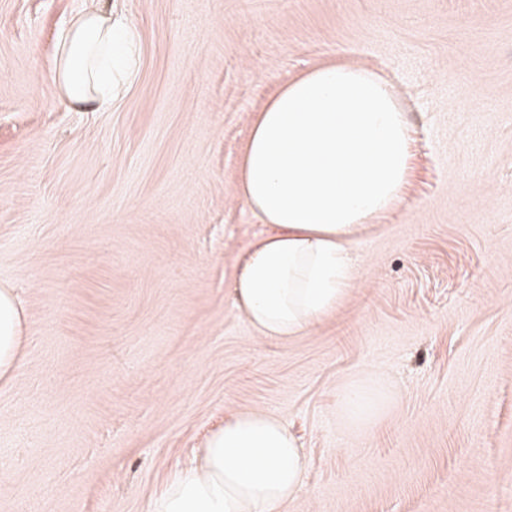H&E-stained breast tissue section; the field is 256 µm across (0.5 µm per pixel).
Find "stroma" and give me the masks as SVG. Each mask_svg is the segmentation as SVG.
<instances>
[{
    "instance_id": "obj_1",
    "label": "stroma",
    "mask_w": 512,
    "mask_h": 512,
    "mask_svg": "<svg viewBox=\"0 0 512 512\" xmlns=\"http://www.w3.org/2000/svg\"><path fill=\"white\" fill-rule=\"evenodd\" d=\"M97 8L141 39L108 112L49 78ZM332 61L398 92L409 184L336 313L261 338L233 299L269 231L238 158L255 112ZM0 286L26 315L0 512H146L252 409L305 455L280 512H512V0H0ZM348 383L381 403L350 428Z\"/></svg>"
}]
</instances>
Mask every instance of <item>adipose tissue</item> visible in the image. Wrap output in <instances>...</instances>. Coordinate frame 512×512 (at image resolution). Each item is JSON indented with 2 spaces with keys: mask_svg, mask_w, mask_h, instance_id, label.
I'll use <instances>...</instances> for the list:
<instances>
[{
  "mask_svg": "<svg viewBox=\"0 0 512 512\" xmlns=\"http://www.w3.org/2000/svg\"><path fill=\"white\" fill-rule=\"evenodd\" d=\"M139 59L134 27L91 10L61 37L53 80L72 106L111 110ZM407 114L387 81L331 63L282 87L251 124L237 193L272 231L250 243L233 282L236 307L263 337L305 334L356 284L352 245L392 211L408 183ZM24 310L0 288V381L24 350ZM305 458L279 419L232 414L196 465L170 480L148 512H277L300 487Z\"/></svg>",
  "mask_w": 512,
  "mask_h": 512,
  "instance_id": "obj_1",
  "label": "adipose tissue"
}]
</instances>
